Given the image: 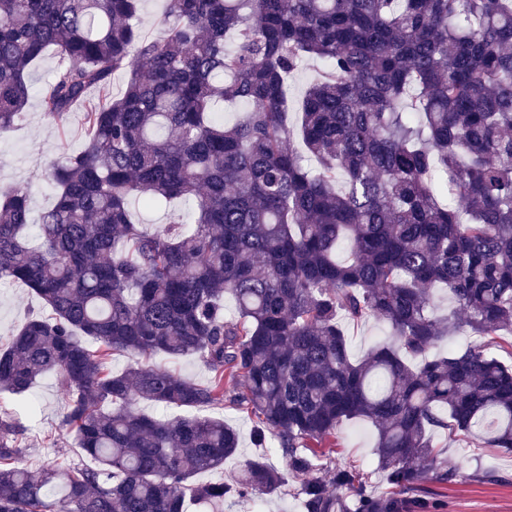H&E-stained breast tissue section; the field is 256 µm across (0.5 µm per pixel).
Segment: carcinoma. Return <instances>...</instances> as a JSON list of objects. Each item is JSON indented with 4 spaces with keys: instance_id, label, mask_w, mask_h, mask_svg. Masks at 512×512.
<instances>
[{
    "instance_id": "obj_1",
    "label": "carcinoma",
    "mask_w": 512,
    "mask_h": 512,
    "mask_svg": "<svg viewBox=\"0 0 512 512\" xmlns=\"http://www.w3.org/2000/svg\"><path fill=\"white\" fill-rule=\"evenodd\" d=\"M166 2V36L147 41L142 0H0V134L48 52L45 116L84 104L87 124L83 148L48 168L36 235L28 191L0 195V280L50 310L0 348V392L59 376L60 427L90 460L30 468L20 427L1 420L0 512H224L288 475L303 477L305 512H347L345 498L403 512L405 495L453 477L436 435L512 452V363L498 354L512 333V0ZM309 59L323 68L292 128L286 85ZM224 102L248 109L226 124ZM133 197L182 199L188 221L145 231ZM433 285L456 304L446 318ZM369 317L393 342L355 360L342 320ZM464 330L476 340L430 354ZM117 353L198 355L212 377L114 372ZM224 402L256 418L266 453L198 483L240 446L201 414ZM352 420L376 427L382 498L332 466Z\"/></svg>"
}]
</instances>
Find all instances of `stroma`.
<instances>
[{"instance_id": "stroma-1", "label": "stroma", "mask_w": 512, "mask_h": 512, "mask_svg": "<svg viewBox=\"0 0 512 512\" xmlns=\"http://www.w3.org/2000/svg\"><path fill=\"white\" fill-rule=\"evenodd\" d=\"M57 60L46 55L31 70L32 97L27 109L10 132L0 136V191L17 186L29 189L33 216H40L54 200L53 189L45 177L47 165L62 153L80 150L86 139L83 108H75L61 121L43 114L41 100L51 81ZM42 303L23 285L0 281V344L19 328L31 314L44 313ZM66 393L58 377L42 378L26 396L0 393V418L10 417L22 428L26 450L23 460L32 467L53 457L78 459L75 440L60 431ZM208 416L224 419L240 434V448L227 459L222 470L200 474L203 482L230 478L244 460L258 453L251 441L252 419L228 406L207 408ZM338 445L332 459L337 465L354 464L371 471L375 495L388 490L384 475L376 470L373 455L376 430L371 423L353 420L337 432ZM437 443L448 448V468L455 478L451 483L426 484L415 493L412 512H512V453L497 448H483L461 438L437 436ZM300 478H291L277 493L257 495L236 503H225L224 512H303L298 488Z\"/></svg>"}]
</instances>
